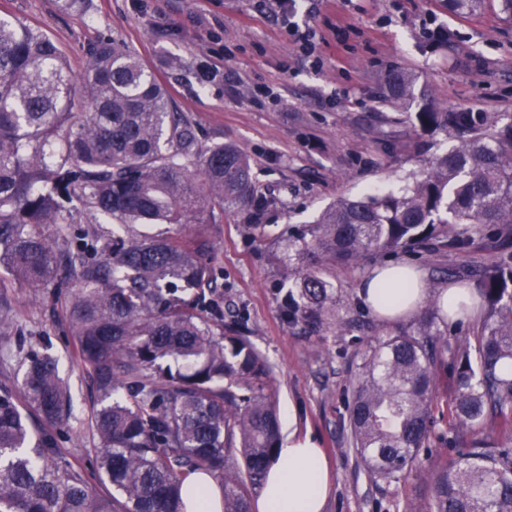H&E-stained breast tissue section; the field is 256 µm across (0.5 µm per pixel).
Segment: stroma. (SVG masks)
<instances>
[{
    "label": "stroma",
    "mask_w": 512,
    "mask_h": 512,
    "mask_svg": "<svg viewBox=\"0 0 512 512\" xmlns=\"http://www.w3.org/2000/svg\"><path fill=\"white\" fill-rule=\"evenodd\" d=\"M0 16L37 25L80 73L88 47L117 36L134 48L206 143L230 142L250 160L273 204L250 221L246 212H217L206 224L156 225V232L203 236L224 300V322L242 324L273 370L281 434L310 436L334 474L325 512H404L426 506L431 478L448 456L438 440L391 483H372L348 442L346 389L358 350L398 323L378 319L359 294L383 257L330 270L343 322L288 323L282 296L296 280L288 263L289 229L312 222L341 196L400 189L427 160L452 148L451 133L421 132L415 117L380 100L393 68L413 73L444 111L489 122L512 121V22L494 5L471 15L444 0H84L63 14L56 0H0ZM184 62L167 67L169 58ZM512 252V237L485 240L467 253L433 247L404 254L424 277L480 265ZM23 320L0 331V381L20 383L13 358L18 336L58 361L70 385L68 419L56 427L64 448L94 457L88 418L97 393L72 354L70 327L49 296L11 288Z\"/></svg>",
    "instance_id": "1"
}]
</instances>
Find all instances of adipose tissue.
<instances>
[{
    "label": "adipose tissue",
    "mask_w": 512,
    "mask_h": 512,
    "mask_svg": "<svg viewBox=\"0 0 512 512\" xmlns=\"http://www.w3.org/2000/svg\"><path fill=\"white\" fill-rule=\"evenodd\" d=\"M360 294L373 314L388 322L411 314L427 296L421 273L406 264L376 269ZM184 489V512H223V493L212 477L191 475ZM332 489L322 449L292 434L267 468L255 512H323Z\"/></svg>",
    "instance_id": "adipose-tissue-1"
}]
</instances>
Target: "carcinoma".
Returning <instances> with one entry per match:
<instances>
[{
	"instance_id": "obj_1",
	"label": "carcinoma",
	"mask_w": 512,
	"mask_h": 512,
	"mask_svg": "<svg viewBox=\"0 0 512 512\" xmlns=\"http://www.w3.org/2000/svg\"><path fill=\"white\" fill-rule=\"evenodd\" d=\"M446 4L465 14L485 0ZM415 99L420 130L454 128L458 144L402 192L342 197L288 234L298 277L283 299L287 322L335 316L326 273L337 265L423 244L464 253L512 235V122L444 112L411 73L388 71L381 101L400 109ZM268 205L248 159L232 143L203 142L126 42L93 44L76 77L42 29L0 18V309L12 312L14 281L50 292L101 402L90 416L94 485L53 431L69 404L55 360L18 337L22 384H0V512H182L183 483L198 472L220 482L223 512H249L280 444L271 368L245 337L224 333L220 303L205 301V244L139 227ZM459 276L487 321L448 344V312L432 290L413 323L375 338L347 389L349 445L371 480L389 483L445 420L468 440L437 469L425 512H512V447L495 437L512 431V379L498 371L512 360V254L448 270ZM165 359L183 370L162 368ZM441 368L455 386L445 408Z\"/></svg>"
}]
</instances>
